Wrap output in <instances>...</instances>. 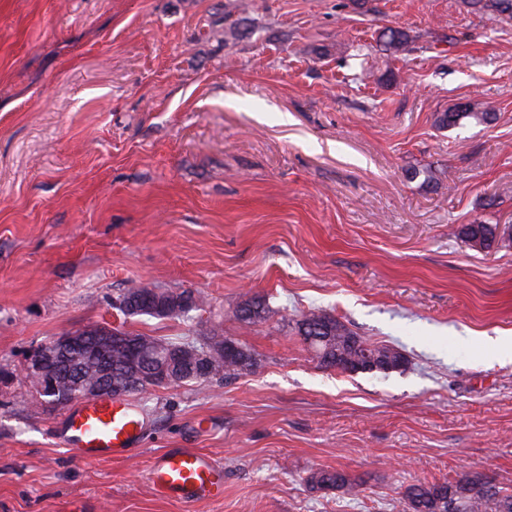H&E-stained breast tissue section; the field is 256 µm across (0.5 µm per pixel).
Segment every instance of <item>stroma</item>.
Here are the masks:
<instances>
[{
  "mask_svg": "<svg viewBox=\"0 0 512 512\" xmlns=\"http://www.w3.org/2000/svg\"><path fill=\"white\" fill-rule=\"evenodd\" d=\"M0 0V512H402L407 487L478 470L512 490V18L469 0ZM403 28L410 50L383 51ZM458 102L494 120L437 129ZM143 282L202 292L187 319L125 320ZM266 298V320L235 310ZM325 312L405 368H321ZM213 332L257 355L227 382L134 395L138 447L75 458L25 375L71 328ZM189 448L224 495L160 496ZM320 468L358 493L319 490ZM380 42L386 51H390L396 55L407 51L410 39L402 28L386 27L381 32ZM307 481L319 489H345L355 492L359 487L356 480L352 479L346 472L339 469H319L313 472Z\"/></svg>",
  "mask_w": 512,
  "mask_h": 512,
  "instance_id": "stroma-1",
  "label": "stroma"
}]
</instances>
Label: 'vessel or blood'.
Wrapping results in <instances>:
<instances>
[{"label": "vessel or blood", "mask_w": 512, "mask_h": 512, "mask_svg": "<svg viewBox=\"0 0 512 512\" xmlns=\"http://www.w3.org/2000/svg\"><path fill=\"white\" fill-rule=\"evenodd\" d=\"M143 423L135 405L110 398L84 400L71 407L60 431L62 444L74 456H118L136 447ZM156 490L187 502L218 499L224 494V473L204 455L181 449L158 456L150 469Z\"/></svg>", "instance_id": "b4317fda"}]
</instances>
